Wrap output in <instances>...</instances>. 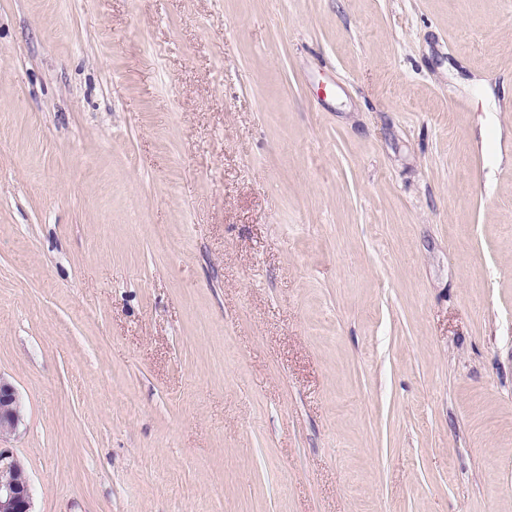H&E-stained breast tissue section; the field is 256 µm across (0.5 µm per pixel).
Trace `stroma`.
Masks as SVG:
<instances>
[{"label": "stroma", "instance_id": "1", "mask_svg": "<svg viewBox=\"0 0 512 512\" xmlns=\"http://www.w3.org/2000/svg\"><path fill=\"white\" fill-rule=\"evenodd\" d=\"M0 378L33 512H512V0H0ZM22 417V405L15 388L0 378V439L15 432Z\"/></svg>", "mask_w": 512, "mask_h": 512}]
</instances>
